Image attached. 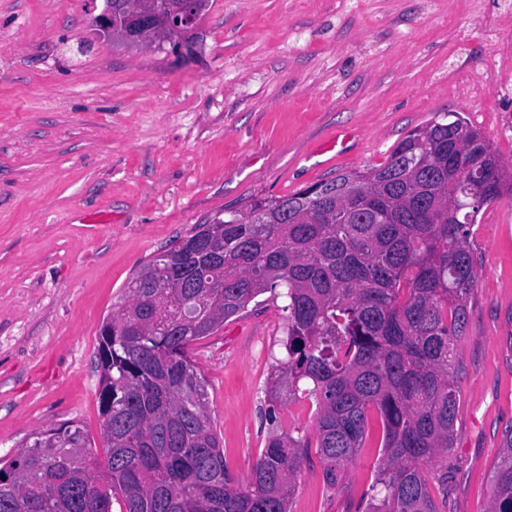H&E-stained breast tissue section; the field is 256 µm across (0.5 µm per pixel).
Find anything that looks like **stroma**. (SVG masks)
Listing matches in <instances>:
<instances>
[{
  "label": "stroma",
  "mask_w": 512,
  "mask_h": 512,
  "mask_svg": "<svg viewBox=\"0 0 512 512\" xmlns=\"http://www.w3.org/2000/svg\"><path fill=\"white\" fill-rule=\"evenodd\" d=\"M105 6L0 0V458L73 420L104 462L102 322L196 225L382 165L446 113L512 167V0H211L178 52L103 35ZM472 231L441 512H488L512 430V198L484 207ZM282 306L262 295L188 348L242 482L273 430H314L309 400L268 393ZM380 442L373 414L339 491L308 452L292 512H358Z\"/></svg>",
  "instance_id": "stroma-1"
}]
</instances>
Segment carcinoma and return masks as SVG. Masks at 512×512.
<instances>
[{"label": "carcinoma", "mask_w": 512, "mask_h": 512, "mask_svg": "<svg viewBox=\"0 0 512 512\" xmlns=\"http://www.w3.org/2000/svg\"><path fill=\"white\" fill-rule=\"evenodd\" d=\"M209 0H139L160 22ZM500 166L484 135L446 113L410 131L379 167L352 170L355 201L337 179L255 198L216 215L151 259L126 284L99 334L104 469L75 421L32 434L0 461V512H291L303 450L316 448L327 487L339 488L362 447L369 410L383 458L362 512H439L448 497L458 387L451 376L477 270L480 210L458 172ZM222 288H178L174 275L210 242ZM269 293L284 300L285 357L272 395L305 394L315 438L272 434L246 484L224 463L207 412V383L188 346ZM489 512H512V429L503 442Z\"/></svg>", "instance_id": "carcinoma-1"}]
</instances>
